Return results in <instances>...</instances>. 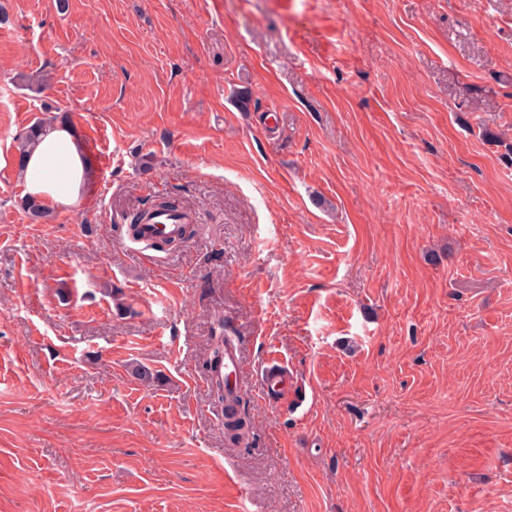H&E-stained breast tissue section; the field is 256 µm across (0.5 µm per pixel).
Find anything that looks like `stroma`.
Returning a JSON list of instances; mask_svg holds the SVG:
<instances>
[{"label":"stroma","instance_id":"stroma-1","mask_svg":"<svg viewBox=\"0 0 512 512\" xmlns=\"http://www.w3.org/2000/svg\"><path fill=\"white\" fill-rule=\"evenodd\" d=\"M62 115L91 180L35 221ZM0 512H512V0H0ZM196 224L194 214L178 210V211H155L150 218L149 224H145L143 228L144 239L159 238L161 236L175 235L182 224L180 230L179 242L184 241L181 238L182 230L186 224ZM233 343L230 336H219L212 344L209 354L211 374L209 375L210 392L214 401L224 408V435L232 444H238L250 436L251 421L242 404V399L232 397L230 388L224 375L226 374L234 388L240 390L239 371L241 358L238 347L224 355V348ZM219 366V370H217ZM224 368V373H223Z\"/></svg>","mask_w":512,"mask_h":512}]
</instances>
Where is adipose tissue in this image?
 Segmentation results:
<instances>
[{"label": "adipose tissue", "mask_w": 512, "mask_h": 512, "mask_svg": "<svg viewBox=\"0 0 512 512\" xmlns=\"http://www.w3.org/2000/svg\"><path fill=\"white\" fill-rule=\"evenodd\" d=\"M22 178L26 193L45 207L72 206L90 180L77 134L66 124L52 125L39 146L26 157Z\"/></svg>", "instance_id": "ef3b65f1"}]
</instances>
